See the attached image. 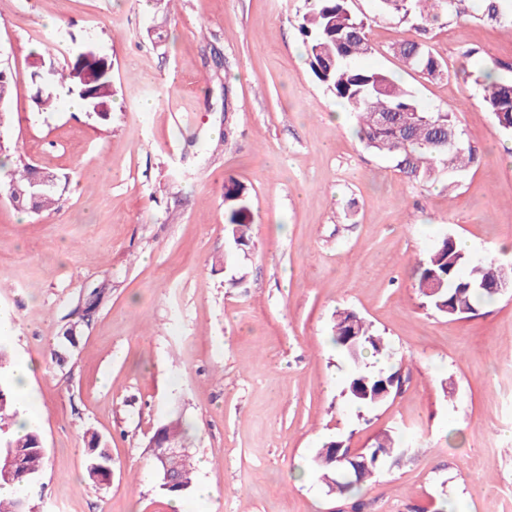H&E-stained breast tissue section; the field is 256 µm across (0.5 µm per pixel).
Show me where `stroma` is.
Wrapping results in <instances>:
<instances>
[{
  "instance_id": "obj_1",
  "label": "stroma",
  "mask_w": 512,
  "mask_h": 512,
  "mask_svg": "<svg viewBox=\"0 0 512 512\" xmlns=\"http://www.w3.org/2000/svg\"><path fill=\"white\" fill-rule=\"evenodd\" d=\"M351 8L372 46L363 65L455 112L478 157L466 172L408 180L336 122L298 31L306 0H177L167 16L152 0H0L4 138L71 180L38 216L0 198V343L39 365L31 512H172L149 441L173 415L217 512H353L356 499L363 512H512V291L451 319L415 286L446 235L512 266V137L476 82L477 67H512V24L441 18L426 41L448 71L428 79L393 52L407 24L375 0ZM88 48L112 60L110 120L63 95L39 111L36 66ZM230 178L253 215L243 250L226 231ZM344 308L389 344L367 367L400 377L371 409L343 394L350 365L331 337ZM91 431L112 451L101 485L86 473ZM386 433L411 448L401 464L354 498L328 493L310 467L323 443L360 453ZM12 94V74L7 69L0 68V154L10 151V147L4 142V138H2V131L6 130L11 122V115L10 112L7 111L6 105L11 99Z\"/></svg>"
}]
</instances>
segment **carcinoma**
<instances>
[{
    "label": "carcinoma",
    "mask_w": 512,
    "mask_h": 512,
    "mask_svg": "<svg viewBox=\"0 0 512 512\" xmlns=\"http://www.w3.org/2000/svg\"><path fill=\"white\" fill-rule=\"evenodd\" d=\"M379 7L399 17L417 33L442 16L467 12L464 0H377ZM351 0H310L309 10L302 16L299 31L317 80L352 112L357 134L365 146L388 156L395 168L415 182L436 179L438 164H448L457 172L464 171L476 161V153L465 138L453 112H434L423 109L410 90L393 80L386 72L368 69L359 59L371 52L366 35V22L350 6ZM480 18L490 22L512 23V0H480L476 7ZM396 55L409 67L429 78L448 71L420 39H404L393 47ZM482 101L493 114L498 126L512 135V75L481 72ZM36 85L35 103L42 109L55 106L58 87L78 96L86 111L100 122L111 118L114 88L112 61L101 56L90 62L75 54L63 66L45 67L33 74ZM13 94L10 71L0 68V132L11 122L6 105ZM46 173L27 161L19 152L11 154V164L0 173V194L8 196L17 186L30 187ZM57 186L43 189L35 200L24 199L14 207L33 214L53 209L65 188L67 177L55 175ZM224 203L228 234L237 248L248 246L252 216L246 188L233 179L224 182ZM497 265L479 260L458 246L451 236L443 237L427 259L418 262L417 288L425 306L450 318H461L491 301L497 291L481 287L488 281ZM332 342L354 369L347 385L349 400L359 408L379 405L391 397L394 373L370 371L360 365L363 354L378 355L387 349L382 336L363 317L354 311L336 313ZM10 355L0 345V448L13 454L20 479L13 486L21 488L34 484L40 476L43 460L42 438L37 428L15 436L11 427L19 408L14 399V386L8 376ZM185 429L182 422L172 418L154 432L155 448L159 453L171 444H182ZM340 441L330 440L311 459V467L320 475L329 490L341 495L354 493L359 485L387 463L398 464L408 449L400 447L398 439L386 435L361 453L360 466L336 471V448ZM169 470L177 484L164 489L178 496L190 487L192 457L168 458ZM86 471L89 479L101 484L112 473V454L108 444L93 432L88 441ZM26 497L14 495L0 498V512H27Z\"/></svg>",
    "instance_id": "1"
}]
</instances>
